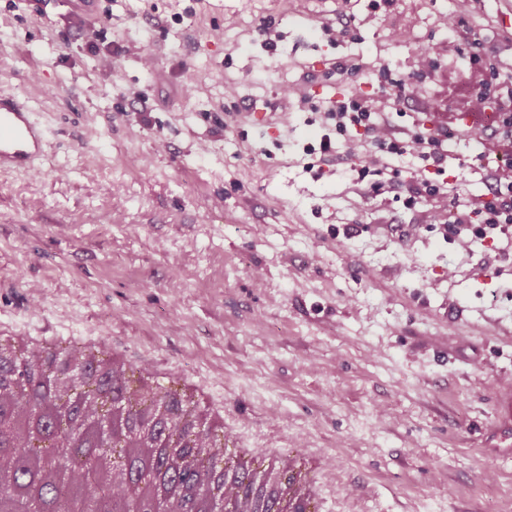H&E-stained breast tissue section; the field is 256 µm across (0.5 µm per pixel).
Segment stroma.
Instances as JSON below:
<instances>
[{
	"mask_svg": "<svg viewBox=\"0 0 512 512\" xmlns=\"http://www.w3.org/2000/svg\"><path fill=\"white\" fill-rule=\"evenodd\" d=\"M94 29L0 0V88L47 131L41 173H0V336L65 355L103 340L154 389L189 381L246 441L320 465L319 512H512L492 392L512 386V243L433 224L408 189L364 195L366 141L326 163L332 95L431 125L437 76L472 54L452 11L505 48L503 0H102ZM354 15V35L326 34ZM269 18L275 51L257 25ZM434 45L430 69L389 28ZM357 63L352 84L328 65ZM388 67L391 80L373 71ZM315 81L304 82L305 72ZM275 125L242 118L246 105ZM447 215L504 166L465 126Z\"/></svg>",
	"mask_w": 512,
	"mask_h": 512,
	"instance_id": "stroma-1",
	"label": "stroma"
}]
</instances>
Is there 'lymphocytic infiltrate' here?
<instances>
[{
	"label": "lymphocytic infiltrate",
	"instance_id": "lymphocytic-infiltrate-1",
	"mask_svg": "<svg viewBox=\"0 0 512 512\" xmlns=\"http://www.w3.org/2000/svg\"><path fill=\"white\" fill-rule=\"evenodd\" d=\"M493 87L497 122L488 139L493 147L512 152V82L493 80L482 68L467 67L462 75L454 77L447 92L438 93L434 109L449 111L447 95L459 100V113L473 114L483 111L484 104L478 92ZM325 118L337 134L364 131L370 136V150L359 159V178H370L368 191L374 195L392 192L397 182L388 177L387 171L394 161L413 158L410 174V192L413 199H437L448 194L444 176L448 170L447 141L450 126L438 124L408 137L398 136L382 102L353 93L332 102L325 111ZM490 185V199L479 207L459 212L455 218L459 224H475L476 237L490 234H508L512 231V171H494L485 176Z\"/></svg>",
	"mask_w": 512,
	"mask_h": 512
}]
</instances>
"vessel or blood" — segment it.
I'll use <instances>...</instances> for the list:
<instances>
[{"mask_svg":"<svg viewBox=\"0 0 512 512\" xmlns=\"http://www.w3.org/2000/svg\"><path fill=\"white\" fill-rule=\"evenodd\" d=\"M46 132L27 102L11 92L0 90V172L32 175L45 155ZM494 422L499 435V453L512 455L507 447L512 437V387L494 394Z\"/></svg>","mask_w":512,"mask_h":512,"instance_id":"vessel-or-blood-1","label":"vessel or blood"}]
</instances>
